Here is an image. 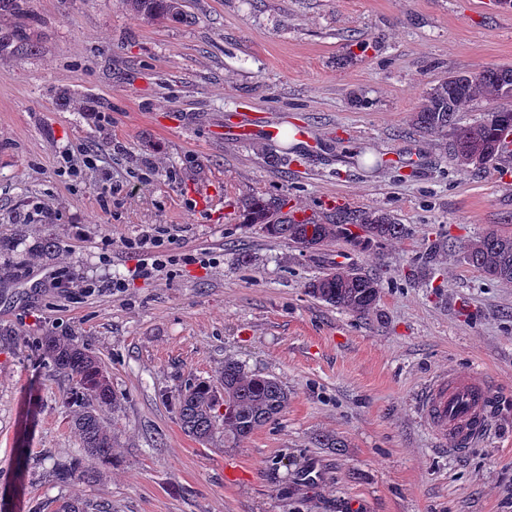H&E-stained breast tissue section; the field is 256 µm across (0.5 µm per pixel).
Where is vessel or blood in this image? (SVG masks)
Returning <instances> with one entry per match:
<instances>
[{
    "label": "vessel or blood",
    "instance_id": "vessel-or-blood-1",
    "mask_svg": "<svg viewBox=\"0 0 512 512\" xmlns=\"http://www.w3.org/2000/svg\"><path fill=\"white\" fill-rule=\"evenodd\" d=\"M494 391L486 380L441 373L421 392L418 409L438 444L449 453L464 452L490 426Z\"/></svg>",
    "mask_w": 512,
    "mask_h": 512
}]
</instances>
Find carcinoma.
Here are the masks:
<instances>
[{
  "label": "carcinoma",
  "instance_id": "1",
  "mask_svg": "<svg viewBox=\"0 0 512 512\" xmlns=\"http://www.w3.org/2000/svg\"><path fill=\"white\" fill-rule=\"evenodd\" d=\"M132 8L156 20H178L184 14V0H129ZM512 68H487L478 73L451 76L424 95L412 113V123L424 134L448 136V160L458 166H483L499 158L512 135V109L499 106L509 100ZM483 99L488 104L485 117L462 125L458 114L471 102ZM279 198L251 196L241 202L243 223L258 225L272 238L291 241L304 251L314 252L330 241L343 239L366 249L404 235V225L382 211H360L354 217L321 222L308 217L298 220L283 212ZM454 247L445 236L433 241L428 263ZM464 259L493 280L512 284V235L491 230L462 247ZM384 271H364L336 266L307 285L308 294L339 310L357 316L377 311ZM42 355L53 369L73 383L72 418L74 433L80 440L83 460L56 464L53 476L59 483L102 477L99 466L112 463L117 436L105 425L102 412L117 411L121 399L97 356L69 336H47ZM219 385L207 381L191 382L180 390L176 407L188 435L208 444L218 434L224 440L240 441L277 417L288 407V389L274 378L254 374L239 362L224 360Z\"/></svg>",
  "mask_w": 512,
  "mask_h": 512
}]
</instances>
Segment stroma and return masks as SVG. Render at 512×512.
Segmentation results:
<instances>
[{
	"mask_svg": "<svg viewBox=\"0 0 512 512\" xmlns=\"http://www.w3.org/2000/svg\"><path fill=\"white\" fill-rule=\"evenodd\" d=\"M490 67H512V0H186L184 19L165 22L125 0H6L0 512L62 498L112 512H512V284L458 252L429 284L408 278L439 235L512 234V153L455 166L444 137L411 123L431 87ZM244 114L292 126L297 145L225 139ZM65 144L98 158L82 182L58 173ZM279 194L300 217L382 210L406 232L305 253L242 222L243 198ZM36 202L52 223L26 219ZM147 228L210 265L181 262L117 294L52 287L71 268L125 274L123 242ZM44 238L55 254L32 258ZM333 262L384 267L369 319L307 294ZM49 335L84 344L122 397L106 416L118 462L96 483L52 477L81 446L71 384L41 358ZM228 358L277 379L288 407L239 444H202L174 400ZM445 371L495 388L490 433L460 456L417 413ZM321 433L343 447H315Z\"/></svg>",
	"mask_w": 512,
	"mask_h": 512,
	"instance_id": "1",
	"label": "stroma"
}]
</instances>
